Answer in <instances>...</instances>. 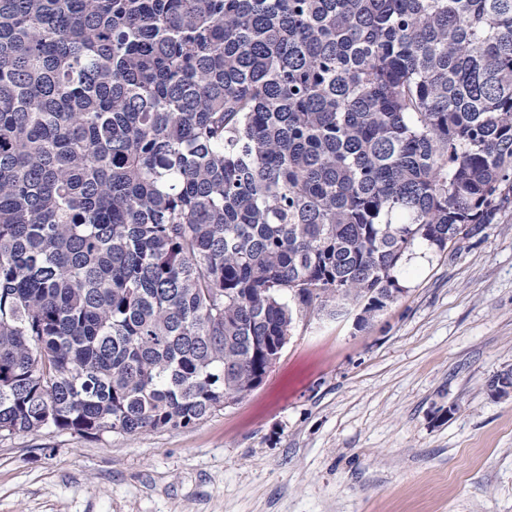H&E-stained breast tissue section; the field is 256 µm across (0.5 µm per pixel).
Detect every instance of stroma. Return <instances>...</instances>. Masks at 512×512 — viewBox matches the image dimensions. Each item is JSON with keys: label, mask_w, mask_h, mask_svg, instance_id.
<instances>
[{"label": "stroma", "mask_w": 512, "mask_h": 512, "mask_svg": "<svg viewBox=\"0 0 512 512\" xmlns=\"http://www.w3.org/2000/svg\"><path fill=\"white\" fill-rule=\"evenodd\" d=\"M396 276L365 328L357 304L297 320L190 428L0 439V512H512V397L486 389L512 369V204Z\"/></svg>", "instance_id": "35a3bbf8"}]
</instances>
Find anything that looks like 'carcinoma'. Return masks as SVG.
Instances as JSON below:
<instances>
[{"instance_id":"carcinoma-1","label":"carcinoma","mask_w":512,"mask_h":512,"mask_svg":"<svg viewBox=\"0 0 512 512\" xmlns=\"http://www.w3.org/2000/svg\"><path fill=\"white\" fill-rule=\"evenodd\" d=\"M512 203V0H0V438L185 429Z\"/></svg>"}]
</instances>
